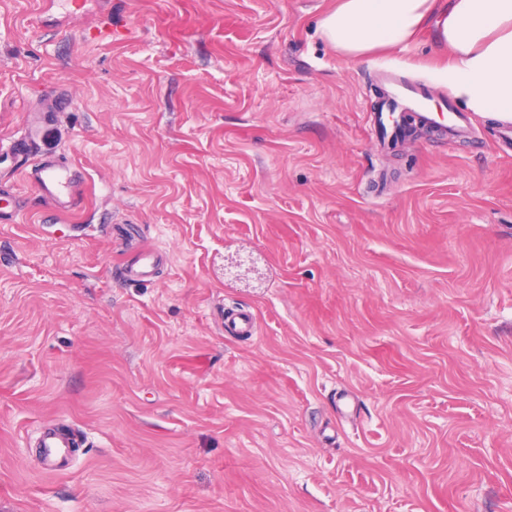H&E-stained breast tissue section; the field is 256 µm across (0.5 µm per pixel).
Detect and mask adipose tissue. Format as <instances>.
<instances>
[{
	"instance_id": "1",
	"label": "adipose tissue",
	"mask_w": 512,
	"mask_h": 512,
	"mask_svg": "<svg viewBox=\"0 0 512 512\" xmlns=\"http://www.w3.org/2000/svg\"><path fill=\"white\" fill-rule=\"evenodd\" d=\"M434 24L450 61L433 73L470 111L512 121V0H337L319 21L322 39L360 59Z\"/></svg>"
}]
</instances>
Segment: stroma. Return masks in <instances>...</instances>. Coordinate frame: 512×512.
I'll return each mask as SVG.
<instances>
[{"instance_id":"35a3bbf8","label":"stroma","mask_w":512,"mask_h":512,"mask_svg":"<svg viewBox=\"0 0 512 512\" xmlns=\"http://www.w3.org/2000/svg\"><path fill=\"white\" fill-rule=\"evenodd\" d=\"M335 4L0 0V144L39 116L88 188L56 218L0 151V512H512L501 123L384 150L433 35L350 61ZM154 270L153 251L144 249L139 264L126 265L120 269L122 278L127 282L148 281ZM40 446L44 448L42 462L45 469L58 472L65 467L63 464L68 456V448L73 447V441L64 431L46 429L42 433Z\"/></svg>"}]
</instances>
